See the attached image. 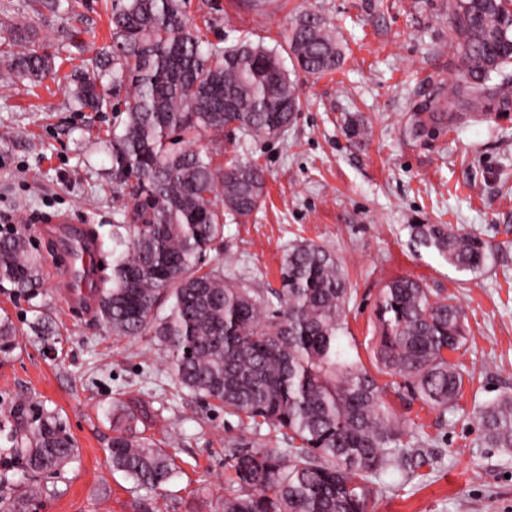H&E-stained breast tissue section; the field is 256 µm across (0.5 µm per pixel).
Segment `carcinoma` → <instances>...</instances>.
Returning <instances> with one entry per match:
<instances>
[{"label": "carcinoma", "instance_id": "1", "mask_svg": "<svg viewBox=\"0 0 512 512\" xmlns=\"http://www.w3.org/2000/svg\"><path fill=\"white\" fill-rule=\"evenodd\" d=\"M111 41L92 49L75 70L79 109L114 112L103 143L112 192L141 196L112 225V277L94 290L100 324L117 337L151 335L165 353L175 387L257 430L282 435L285 448L231 451L233 482L224 512H367L375 479L413 472L426 460L410 447L416 431L384 399L385 387L448 410L462 396L466 372L448 361L468 342L466 316L452 297L432 294L408 276L388 280L374 312L373 355L381 386L345 357L351 290L344 267L326 248L294 241L279 287L259 291L236 282L205 257L223 238L226 215L248 216L266 196L255 161L216 165L196 146L231 128L245 137L283 136L300 109L279 52L248 39L217 46L204 38L180 0H112ZM80 30H61V47ZM448 38L460 67L454 100L433 99L412 113L419 138L451 130L476 115L512 114V0H448ZM284 42L296 67L311 76L337 71L343 49L327 19L298 16ZM58 77L54 57L36 34L12 26L0 38V86L37 87ZM413 241L435 249L459 272L485 264L488 245L446 224H410ZM40 265L26 236H0V290L40 294ZM169 305L165 315L159 314ZM17 329L0 317V355L17 345ZM135 404L113 408L108 456L112 470L151 493L177 470L166 442L126 427ZM481 443L512 455V394L478 410ZM0 512H31L36 478L57 475L76 456L57 413L17 401L0 420Z\"/></svg>", "mask_w": 512, "mask_h": 512}]
</instances>
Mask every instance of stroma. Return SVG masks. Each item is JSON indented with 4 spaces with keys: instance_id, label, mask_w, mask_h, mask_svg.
<instances>
[{
    "instance_id": "stroma-1",
    "label": "stroma",
    "mask_w": 512,
    "mask_h": 512,
    "mask_svg": "<svg viewBox=\"0 0 512 512\" xmlns=\"http://www.w3.org/2000/svg\"><path fill=\"white\" fill-rule=\"evenodd\" d=\"M183 9L210 25L211 42L246 37L271 48L282 46L297 14L314 10L335 25L345 51L342 68L319 78L293 71L283 57L302 101L284 137L225 130L215 163L257 161L268 194L251 215L226 218L207 263L231 259L261 290L278 287L283 254L297 238L337 254L351 290L340 343L368 368L374 304L391 278L411 276L453 296L466 315L469 341L448 356L471 375L459 405L444 411L388 396L401 422L421 425L414 446L428 464L412 476L382 474L368 512H512V456L479 447L477 420L483 404L512 392V116L417 139L406 131L412 112L447 99L458 82L448 0H183ZM0 21L32 26L50 53L63 23L34 13L29 0H0ZM349 116L369 128L367 139L348 138ZM111 126V113L71 108L64 85L34 93L0 87V231L26 234L43 266L35 299L0 292V315L21 331L13 353L0 356V401H40L76 442L75 459L43 480L36 512H224L232 444L266 447L268 427L247 428L176 392L149 337L104 333L91 312L68 306L46 267L53 242L41 225L112 229L110 162L99 144ZM413 224H446L483 239V268L460 272L417 246ZM40 314L56 329L49 350L27 332ZM118 399L146 407L138 432L170 440L179 472L161 495L135 488L108 463L109 413Z\"/></svg>"
}]
</instances>
